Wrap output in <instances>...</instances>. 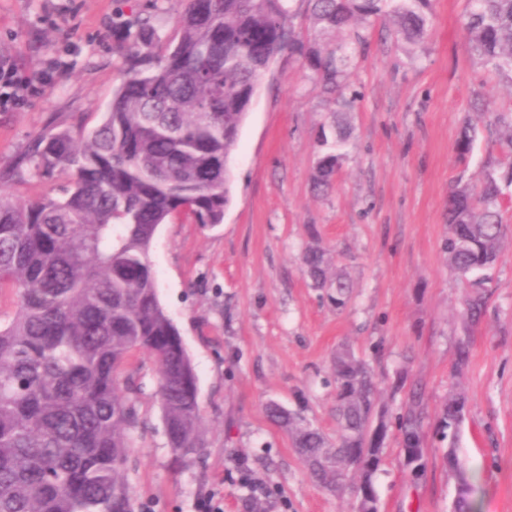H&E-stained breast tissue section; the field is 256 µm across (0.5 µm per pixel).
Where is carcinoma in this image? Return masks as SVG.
I'll return each mask as SVG.
<instances>
[{
    "mask_svg": "<svg viewBox=\"0 0 512 512\" xmlns=\"http://www.w3.org/2000/svg\"><path fill=\"white\" fill-rule=\"evenodd\" d=\"M431 0H182L177 39L152 17L117 18L115 52L124 80L101 123L37 138L33 174L60 171V197L34 202L0 195V290L16 310L0 321V512H134L126 463L142 424L137 353L154 362L167 442L179 459L205 447L198 378L178 329L158 297L149 254L158 227L174 219L221 224L230 202L232 151L259 80L285 51L301 53L321 91L339 100L365 32L379 25L409 46L424 43ZM321 36L348 34L331 50L304 42L294 20ZM489 74L512 83V0H468L463 22ZM478 120L465 121L457 158L465 164ZM336 113V139L318 161L314 187L326 191L350 138ZM512 160L476 182L458 177L448 191V266L468 288L460 321L468 333L483 318L499 254L503 203L512 198ZM303 263L315 284L331 288L336 309L352 285L331 270L326 250ZM336 439L299 411L273 405L310 478L342 494L354 512H379L375 475L390 424L402 437L412 478L426 469L420 396L395 414L378 405L373 369L349 347L332 361ZM467 397L458 391L440 411L439 433L455 442ZM452 512H474L462 463Z\"/></svg>",
    "mask_w": 512,
    "mask_h": 512,
    "instance_id": "obj_1",
    "label": "carcinoma"
}]
</instances>
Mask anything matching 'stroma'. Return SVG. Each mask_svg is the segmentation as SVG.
<instances>
[{
    "instance_id": "1",
    "label": "stroma",
    "mask_w": 512,
    "mask_h": 512,
    "mask_svg": "<svg viewBox=\"0 0 512 512\" xmlns=\"http://www.w3.org/2000/svg\"><path fill=\"white\" fill-rule=\"evenodd\" d=\"M467 0H434L417 49L372 31L350 70L358 96L348 155L333 189L315 194L322 130L335 104L303 56L283 53L258 83L233 153L231 201L220 224L161 225L150 251L159 300L198 376L206 446L174 459L142 359L140 414L127 474L138 512H197L209 492L224 512H353L309 480L272 404L300 410L335 436L331 358L350 347L375 369L381 402L404 405L421 387L427 469L412 481L401 438L389 432L376 477L379 512H449L457 481L444 463L437 414L450 390L468 404L456 453L478 487L477 512H512V201L484 321L463 334L465 285L443 251L448 191L459 172L479 178L512 159L494 114L512 108V86L489 78L467 40ZM180 0H0V62L31 77L22 101L0 106V191L20 201L59 195L62 174L38 179L26 156L40 135L96 126L122 79L116 12L152 15L176 34ZM53 71L51 86L37 83ZM486 105L467 169L454 147L475 102ZM327 250L354 284L336 310L303 264ZM470 356L455 375V344Z\"/></svg>"
}]
</instances>
